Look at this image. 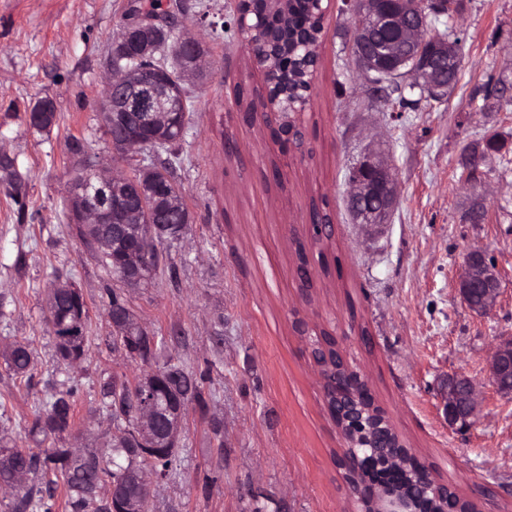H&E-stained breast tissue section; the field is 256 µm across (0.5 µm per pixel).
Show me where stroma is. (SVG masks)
<instances>
[{"label":"stroma","instance_id":"stroma-1","mask_svg":"<svg viewBox=\"0 0 512 512\" xmlns=\"http://www.w3.org/2000/svg\"><path fill=\"white\" fill-rule=\"evenodd\" d=\"M128 2L0 0V148L17 158L26 190L17 206L0 181V355L16 343L34 354L29 382L0 358V441L110 454L116 427L105 386L174 363L204 374L206 404H188L177 462L152 487L149 512H345L333 463L342 440L294 329L303 319L348 332V361L443 479L467 492L487 487L488 512H512V397L495 392L488 371L494 346L512 336V106L501 108L485 88L490 78L512 88V0H461L455 88L398 117L367 96L349 61L351 15L338 0L304 116L313 155L291 160L279 185L263 177L276 159L271 145L234 114L240 72L250 71L255 86L261 74L239 41L214 35L232 20L235 0H170L179 29L209 48V69L187 85L194 112L180 145L146 154L169 166L190 219L178 239L159 243V271L137 288L113 278L66 224L71 178L113 154L101 102ZM44 99L56 118L40 134L25 114ZM228 136L245 164L225 158ZM374 137L395 167L399 203L386 224L366 228L349 214L346 179ZM488 138L496 150L476 184L462 186V156ZM76 140L82 152L73 151ZM315 202L331 212L335 237L308 307L298 298L292 237L304 234ZM477 205L488 219L468 223ZM478 248L493 258L502 287L485 314L466 308L457 291L464 258ZM59 279L80 290L88 309V356L73 367L59 360L48 319L47 294ZM113 292L154 336L149 362L116 345L107 314ZM359 325L370 344L360 341ZM454 373L472 378L483 398L466 430L448 423L438 395ZM65 383L79 390L74 425L37 442L28 429Z\"/></svg>","mask_w":512,"mask_h":512}]
</instances>
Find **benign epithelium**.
<instances>
[{"label": "benign epithelium", "mask_w": 512, "mask_h": 512, "mask_svg": "<svg viewBox=\"0 0 512 512\" xmlns=\"http://www.w3.org/2000/svg\"><path fill=\"white\" fill-rule=\"evenodd\" d=\"M359 3V10L353 12L355 24L350 31L351 56L364 79H376L381 75L395 76L401 80L402 89L418 91L420 96L438 101L448 96L454 88L457 76L452 74L457 39L459 35L447 36L432 31V22L442 17L453 19L459 14V0H430L422 8L421 0H346L348 7ZM276 15L280 18V32L259 41L256 36L265 32V17ZM235 33L238 40L248 49L253 63L264 74L277 62L272 46H287L298 54L302 80L317 72L321 58L310 60L306 49L310 46V33L302 29H289L288 0H264L263 12L237 10ZM166 26L160 19L146 17L130 11L126 25L116 43V48L125 52L133 51L137 59L151 61L157 46L151 39L152 30ZM380 28L389 29L393 36L375 49H370L374 32ZM203 48L199 40L183 33L173 53V62L178 82L187 83L201 72ZM264 111L259 114L239 113L240 118L253 121L262 118L269 137L281 149H291L292 142L302 136L301 117L311 109V89L284 91L269 80L259 87ZM138 112L153 128L169 125L170 112L165 97L153 78V71L142 68L124 69L107 82L102 105V115L108 131L116 130L124 117ZM51 105L41 101L32 106L26 116L28 125L40 129L49 123ZM151 144L149 140L125 139L112 141L123 152L139 156ZM484 154L472 151L460 163V181L470 183L482 164ZM157 171L153 164H139L131 175L117 177L96 168L91 172L73 176L70 197L75 203L72 208V223L91 225L112 223V212L101 206L99 199L112 194V190L126 191L122 201L130 224L139 226V246L128 252L127 263L121 277L134 284L142 280L146 266L155 253L158 234L155 224L159 223L158 210L183 212L186 205L181 192L173 188L159 196V188L145 187V181ZM348 204L355 223L365 227L386 223L388 214L397 204V184L392 165L374 149H367L348 178ZM75 287L59 283L49 291V320L53 332L70 335L75 332L84 318V311L73 314L69 324H58L56 320L57 297L71 294ZM458 292L467 308L475 313L490 310L501 295L502 288L495 265L481 249L470 251L464 260L458 281ZM310 354L318 371L320 384H326V373L330 360L328 346L310 344ZM489 371L495 391L512 396V337L500 341L493 349L489 360ZM166 371L154 370L145 374L131 387V398L136 412V428L127 433L118 432L112 437V446L123 447L132 438L142 446V455L150 459L163 455L177 446L181 434L186 405L181 394L174 389L162 390ZM445 411L452 423L468 425L475 422L480 395L476 383L470 378L451 374L443 389ZM326 413L343 440V447L355 448L347 434L350 424L364 425L362 435H370L378 452L374 455H352L343 451L334 456L336 468L349 475L350 471L374 472L385 465L404 467L416 453L396 430L388 411L378 402L370 405L361 403L355 394L336 397L323 392ZM161 475L141 465L125 472L124 479L131 482L135 491L120 507V512H145L144 505L149 497L151 484ZM349 512H421L416 495H409L404 489L393 486L375 485L372 494L363 496L361 489L345 483ZM427 490L430 498L442 504L441 512H462L456 499L461 497L457 488L430 471L427 476Z\"/></svg>", "instance_id": "7a95c632"}]
</instances>
